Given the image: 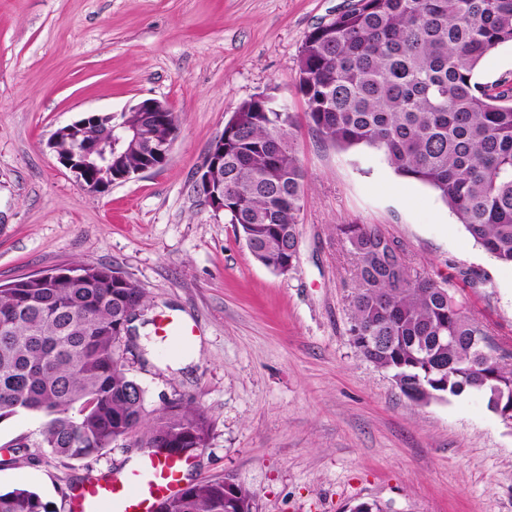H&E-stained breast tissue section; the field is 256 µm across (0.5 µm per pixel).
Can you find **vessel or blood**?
<instances>
[{
	"label": "vessel or blood",
	"mask_w": 512,
	"mask_h": 512,
	"mask_svg": "<svg viewBox=\"0 0 512 512\" xmlns=\"http://www.w3.org/2000/svg\"><path fill=\"white\" fill-rule=\"evenodd\" d=\"M160 339L187 341L191 332L176 319L161 320L157 328ZM184 463L177 457L149 456L139 470L123 478L82 484L76 497L78 512H152L156 502L176 493L182 484Z\"/></svg>",
	"instance_id": "b4317fda"
}]
</instances>
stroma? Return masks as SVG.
<instances>
[{
  "instance_id": "35a3bbf8",
  "label": "stroma",
  "mask_w": 512,
  "mask_h": 512,
  "mask_svg": "<svg viewBox=\"0 0 512 512\" xmlns=\"http://www.w3.org/2000/svg\"><path fill=\"white\" fill-rule=\"evenodd\" d=\"M354 0H0V283L76 264L117 266L147 295L125 363L145 416L177 399L211 419L184 482L230 478L255 512H512V428L475 394L408 399L348 333L353 260L341 224H375L410 269L443 283L512 353V266L466 231L429 186L378 152H343L305 118L295 88L306 35ZM274 92L295 117L305 169L299 258L286 275L250 254L196 189L208 149L244 100ZM165 101L179 118L169 161L84 191L53 133L89 112L120 122ZM196 329L166 348L153 319ZM134 439L87 461L36 449L0 470L73 512L86 480L127 472Z\"/></svg>"
}]
</instances>
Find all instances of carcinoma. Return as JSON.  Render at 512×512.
I'll list each match as a JSON object with an SVG mask.
<instances>
[{"label": "carcinoma", "instance_id": "obj_1", "mask_svg": "<svg viewBox=\"0 0 512 512\" xmlns=\"http://www.w3.org/2000/svg\"><path fill=\"white\" fill-rule=\"evenodd\" d=\"M512 43V0H356L305 38L296 87L321 138L346 150L384 155L404 178L435 189L487 252L512 263V87L475 81L481 60ZM162 136L178 131L173 112H124ZM293 115L260 93L224 129V163L213 173L224 214L253 258L274 273L296 266L305 172L292 139ZM112 126V113L70 153ZM118 170L159 164L155 141L117 147ZM356 258L350 336L367 361L392 373L415 402L497 390L512 409V355L492 348L454 293L413 273L375 224H343ZM65 277L29 276L0 285V423L33 415L32 439L12 441L0 469L35 461L32 448L86 460L140 435V446L178 455L205 448L211 420L199 405H167L147 420L144 388L117 358L135 335L146 292L117 267L78 265ZM166 512H254V495L224 481L191 483L164 500ZM0 512H55L38 492H0Z\"/></svg>", "mask_w": 512, "mask_h": 512}]
</instances>
